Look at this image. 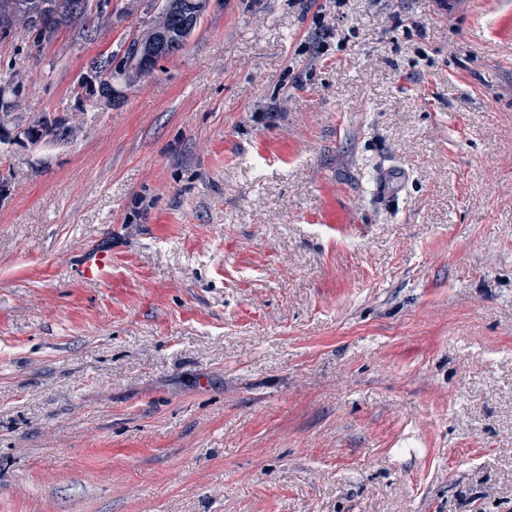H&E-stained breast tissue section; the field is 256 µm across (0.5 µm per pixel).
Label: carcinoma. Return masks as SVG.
<instances>
[{
	"instance_id": "cac0c4a2",
	"label": "carcinoma",
	"mask_w": 512,
	"mask_h": 512,
	"mask_svg": "<svg viewBox=\"0 0 512 512\" xmlns=\"http://www.w3.org/2000/svg\"><path fill=\"white\" fill-rule=\"evenodd\" d=\"M73 3L74 0H0V13L11 15L10 26H22L32 39V47L40 51L43 43L51 41V38L43 35L38 25L32 21L31 16L34 14L47 10L57 17L59 23L76 22L83 28L98 27L109 19L106 14H95L78 20L73 13ZM153 23L167 30L173 53L176 54L184 49L187 44V33L182 28L177 13L160 15L153 20ZM122 62L124 68L120 74L126 76L130 83L154 72L152 67L141 66L136 45L133 43L124 50ZM15 78L16 75L11 72H0V114L3 116L9 115L19 106V102L15 100L16 91L13 84ZM73 133L74 128L68 125L66 118L60 116H43L23 131L26 139L32 144L65 140Z\"/></svg>"
}]
</instances>
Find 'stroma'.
I'll use <instances>...</instances> for the list:
<instances>
[{
	"mask_svg": "<svg viewBox=\"0 0 512 512\" xmlns=\"http://www.w3.org/2000/svg\"><path fill=\"white\" fill-rule=\"evenodd\" d=\"M154 8L0 38V512H512V0ZM156 26L167 30L169 41L173 53L168 57L182 51L187 44V33L182 28L180 18L177 12H171L168 15H159L153 20ZM154 28L151 38L145 50V62L148 64L159 63L162 60L164 50L167 45V33L163 29ZM138 51L136 48V44H129L128 47L124 50L122 55V62L124 64V68L122 71H119V75H125L127 77V81L132 83L137 79H141L145 76H149L153 74L154 68H143L140 64V59L138 57ZM112 64L105 69H99L91 62L87 72L82 74L78 80L82 96L88 98L105 99L112 106L119 98V91L115 87L114 72ZM16 78L14 73L0 72V141H5L9 137L3 132L7 127L2 121V116H8L12 111L16 110L19 102L15 100L16 91L14 89L13 80ZM74 131V128L68 125L65 117L42 116L39 120L26 127L23 134L30 143L37 144L42 141L65 140ZM70 273L80 281L112 282V250L90 248L77 255Z\"/></svg>",
	"mask_w": 512,
	"mask_h": 512,
	"instance_id": "stroma-1",
	"label": "stroma"
}]
</instances>
